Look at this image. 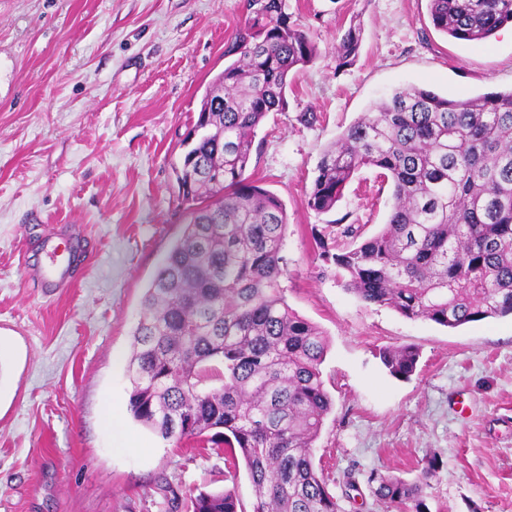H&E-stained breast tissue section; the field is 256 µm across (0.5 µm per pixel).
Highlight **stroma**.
<instances>
[{"label":"stroma","instance_id":"obj_1","mask_svg":"<svg viewBox=\"0 0 512 512\" xmlns=\"http://www.w3.org/2000/svg\"><path fill=\"white\" fill-rule=\"evenodd\" d=\"M243 4L0 0V512H170L188 489L225 486L223 453L199 454V439L174 447L132 420L127 365L145 292L186 222L181 141ZM288 12L317 57L257 129L247 173L286 206V300L329 343L334 408L315 465L343 512H389L371 471L411 479L432 456L428 512H512V317L449 329L347 290L320 243L340 224L369 236L386 223L392 190L378 169H362L332 211L306 205L322 153L394 89L456 101L511 90L512 26L458 41L434 29L427 0H288ZM353 22L359 55L341 68ZM62 227L91 253L49 292L31 270ZM407 345L419 362L399 380L379 353ZM117 427L134 443L122 453ZM361 45V28L351 25L342 36L337 47V60L342 67L352 64Z\"/></svg>","mask_w":512,"mask_h":512}]
</instances>
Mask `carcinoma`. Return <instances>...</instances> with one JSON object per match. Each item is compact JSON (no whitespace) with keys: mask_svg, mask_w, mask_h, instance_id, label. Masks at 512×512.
I'll return each mask as SVG.
<instances>
[{"mask_svg":"<svg viewBox=\"0 0 512 512\" xmlns=\"http://www.w3.org/2000/svg\"><path fill=\"white\" fill-rule=\"evenodd\" d=\"M246 17L212 80L173 165L187 222L151 280L127 366L132 419L167 442L203 439L224 449L229 477L244 463L251 508L235 489L190 497L191 512H341L314 464L334 403L321 365L328 342L288 305L284 203L246 176L257 128L286 109L290 73L317 56L290 22L286 0H246ZM434 28L482 41L512 22V0H428ZM361 28L337 47L357 57ZM364 167L392 183L386 224L331 257L367 305L454 329L512 315V90L466 101L426 88L396 90L363 113L317 165L307 206L329 212ZM411 346L380 359L395 378L416 370ZM430 460L412 481L370 473L377 500L426 512Z\"/></svg>","mask_w":512,"mask_h":512,"instance_id":"1","label":"carcinoma"}]
</instances>
